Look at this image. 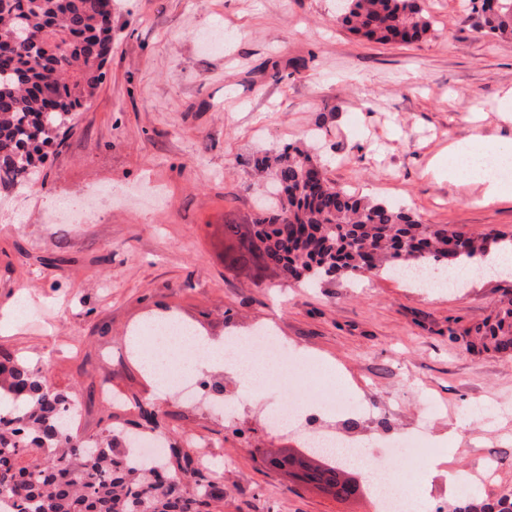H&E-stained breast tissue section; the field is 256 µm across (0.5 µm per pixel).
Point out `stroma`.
<instances>
[{"instance_id":"35a3bbf8","label":"stroma","mask_w":512,"mask_h":512,"mask_svg":"<svg viewBox=\"0 0 512 512\" xmlns=\"http://www.w3.org/2000/svg\"><path fill=\"white\" fill-rule=\"evenodd\" d=\"M339 4L112 0V52L94 96L47 147L39 180L0 188V353L79 394L78 436L145 430L150 407L169 444L190 434L216 452L224 498L209 512H373L370 499L336 500L266 465L301 448L257 409L280 401L278 387L253 390L228 367L195 365L254 405L233 427L189 413L127 346L167 311L219 345L271 324L287 352L335 365L340 385L373 405L364 417L323 411L316 423L361 440L372 461L426 425L433 457L406 475L407 490L443 512L462 499L479 512L512 494V351L482 350L470 331L512 305V276L418 288L379 271L306 288L224 258V224L253 223L269 193L255 158L305 146L314 131L337 185L425 224L512 241L511 199L483 205L425 174L449 142L512 134L499 119L512 40L482 35L472 0H421L432 33L381 45L337 23ZM89 188L112 192L101 223L50 222ZM452 327L463 332L454 343ZM103 384L118 405L100 402ZM490 461L494 478L470 496L449 487V472Z\"/></svg>"}]
</instances>
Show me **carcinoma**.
<instances>
[{"label": "carcinoma", "instance_id": "cac0c4a2", "mask_svg": "<svg viewBox=\"0 0 512 512\" xmlns=\"http://www.w3.org/2000/svg\"><path fill=\"white\" fill-rule=\"evenodd\" d=\"M480 30L512 37V0H478ZM337 22L371 42L421 40L432 29L420 0H345ZM0 171L34 174L41 149L70 129L103 78L112 49V0H0ZM255 166L271 172L274 205L251 227L224 225L236 243L227 259L284 279L316 284L381 268L424 271L461 266L502 242L494 229L474 236L448 224H423L408 209L369 201L306 173L321 168L306 149L286 145ZM486 349H512V307L475 330ZM74 394L22 357L0 355V512H208L223 498L218 480L200 477L198 498L134 460L106 433L76 444L66 424ZM192 449L176 448L165 466L188 472Z\"/></svg>", "mask_w": 512, "mask_h": 512}]
</instances>
